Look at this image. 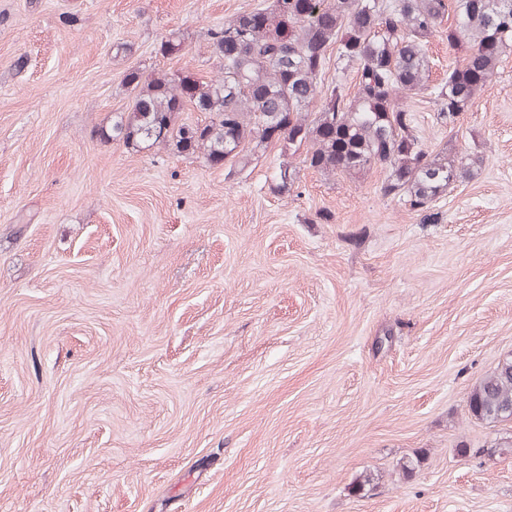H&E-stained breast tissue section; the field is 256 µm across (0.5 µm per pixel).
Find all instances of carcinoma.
Wrapping results in <instances>:
<instances>
[{
    "mask_svg": "<svg viewBox=\"0 0 512 512\" xmlns=\"http://www.w3.org/2000/svg\"><path fill=\"white\" fill-rule=\"evenodd\" d=\"M453 12L448 46L462 54L448 81L429 86L426 44ZM265 18L259 19L257 15ZM224 72L210 81L189 74L129 71L133 103L98 125L101 139L139 148L163 146L218 164L247 160L245 145L274 142L327 175L385 173L380 190L437 222L434 202L476 164L470 155L424 146L401 93H426L440 106L437 119L455 125L512 48V0H270L239 12L209 33ZM336 49L337 68L354 73L323 83ZM184 37L172 31L160 51L176 55ZM190 106L208 121L176 124ZM468 414L487 424L512 420V358L469 391Z\"/></svg>",
    "mask_w": 512,
    "mask_h": 512,
    "instance_id": "carcinoma-1",
    "label": "carcinoma"
}]
</instances>
